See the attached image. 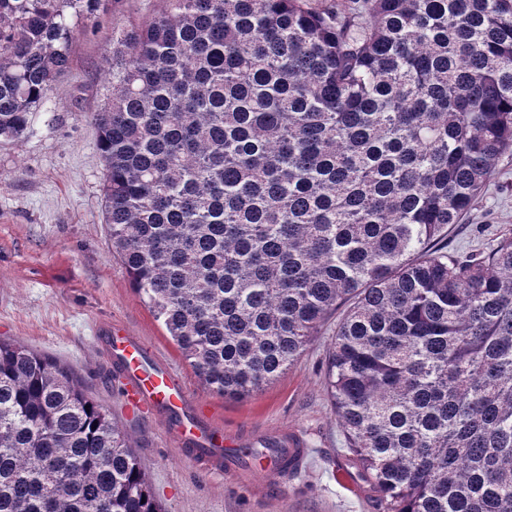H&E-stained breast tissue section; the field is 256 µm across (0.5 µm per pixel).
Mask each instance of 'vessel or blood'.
Wrapping results in <instances>:
<instances>
[{
  "label": "vessel or blood",
  "instance_id": "vessel-or-blood-1",
  "mask_svg": "<svg viewBox=\"0 0 512 512\" xmlns=\"http://www.w3.org/2000/svg\"><path fill=\"white\" fill-rule=\"evenodd\" d=\"M100 343L121 371L122 396L128 411L161 419L183 455L195 466L214 474L233 472L245 483L262 475L285 479L300 469L306 450L298 437L288 435L279 436L275 447L261 459L242 463L236 456L240 447L237 437L224 433L168 364L147 353L141 337L115 326Z\"/></svg>",
  "mask_w": 512,
  "mask_h": 512
}]
</instances>
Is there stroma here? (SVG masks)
<instances>
[{
  "label": "stroma",
  "instance_id": "obj_1",
  "mask_svg": "<svg viewBox=\"0 0 512 512\" xmlns=\"http://www.w3.org/2000/svg\"><path fill=\"white\" fill-rule=\"evenodd\" d=\"M164 7L165 0H114L96 30L76 41L71 71L34 112L27 134L0 142V337L59 362L112 413L167 512H376L362 481L340 479L355 466L323 384L334 324L284 374L248 397L228 399L202 385L112 255L103 163L88 115L103 102L113 29L148 23ZM510 235L512 154L449 230L448 250H487ZM118 322L145 339L224 431L246 442L266 429L299 435L309 450L301 472L285 482L263 476L255 487L206 473L181 456L160 420L128 414L112 362L93 342Z\"/></svg>",
  "mask_w": 512,
  "mask_h": 512
}]
</instances>
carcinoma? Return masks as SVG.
Wrapping results in <instances>:
<instances>
[{"instance_id": "cac0c4a2", "label": "carcinoma", "mask_w": 512, "mask_h": 512, "mask_svg": "<svg viewBox=\"0 0 512 512\" xmlns=\"http://www.w3.org/2000/svg\"><path fill=\"white\" fill-rule=\"evenodd\" d=\"M112 0H0L20 140ZM89 119L112 255L248 396L346 312L324 387L378 512H512V238L448 254L512 151V0H168ZM0 512H165L112 414L0 339Z\"/></svg>"}]
</instances>
